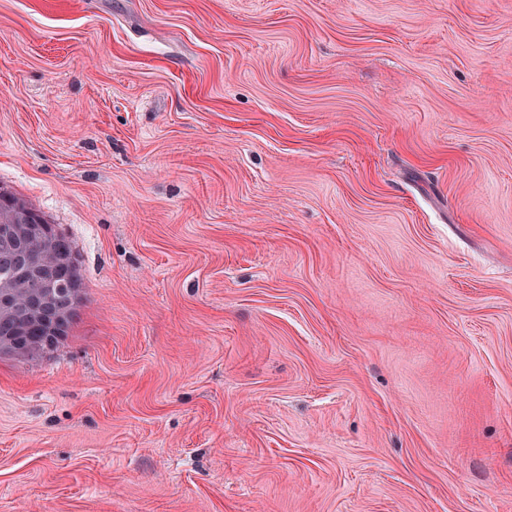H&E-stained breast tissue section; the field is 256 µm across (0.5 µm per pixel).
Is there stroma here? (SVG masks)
Masks as SVG:
<instances>
[{"label":"stroma","instance_id":"1","mask_svg":"<svg viewBox=\"0 0 512 512\" xmlns=\"http://www.w3.org/2000/svg\"><path fill=\"white\" fill-rule=\"evenodd\" d=\"M0 185V512H512V0H0ZM37 219L40 224H29ZM48 224L40 213L26 200L0 187V236L20 248H26L42 236ZM34 251L39 252L43 257L42 267L45 274L48 277L55 279L56 283L59 284V287L56 289L52 301L42 308V319L46 321L55 317L57 314H62L66 321L62 336H67L69 330L76 322L78 317V305L73 302L71 288L68 286L70 272L66 269L56 267L51 259L58 254H65L71 257L75 262L74 274L80 279V284L81 281L83 283V278L80 274V271L78 273L79 265L73 243L67 236L59 232L53 225L49 236H47L43 244L36 245L32 250H29L30 253ZM28 256L0 241V344L9 341L20 324L19 309L35 299L30 279L21 275Z\"/></svg>","mask_w":512,"mask_h":512}]
</instances>
